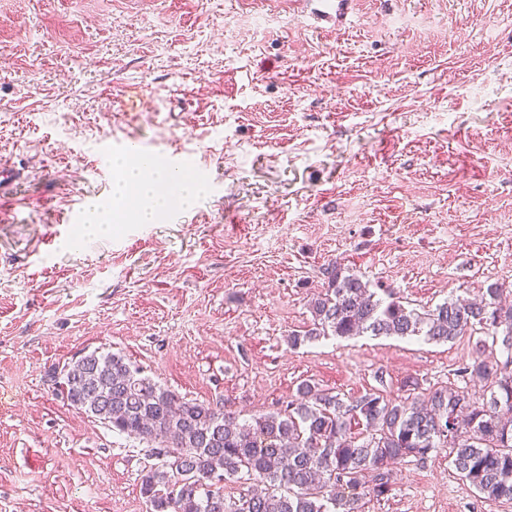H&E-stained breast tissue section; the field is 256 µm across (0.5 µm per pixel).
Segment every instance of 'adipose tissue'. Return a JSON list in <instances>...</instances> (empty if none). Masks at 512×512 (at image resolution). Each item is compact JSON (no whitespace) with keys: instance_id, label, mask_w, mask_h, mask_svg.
<instances>
[{"instance_id":"obj_1","label":"adipose tissue","mask_w":512,"mask_h":512,"mask_svg":"<svg viewBox=\"0 0 512 512\" xmlns=\"http://www.w3.org/2000/svg\"><path fill=\"white\" fill-rule=\"evenodd\" d=\"M122 175L112 188V195L117 202L123 203L131 198L139 199L138 215L141 223H154L159 214L172 207L184 206L193 197L195 188L192 183H185L177 198H169L162 187L168 179V169L153 166L142 169L141 165L122 163Z\"/></svg>"}]
</instances>
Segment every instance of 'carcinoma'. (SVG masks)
<instances>
[{
    "instance_id": "cac0c4a2",
    "label": "carcinoma",
    "mask_w": 512,
    "mask_h": 512,
    "mask_svg": "<svg viewBox=\"0 0 512 512\" xmlns=\"http://www.w3.org/2000/svg\"><path fill=\"white\" fill-rule=\"evenodd\" d=\"M310 304L320 336H422L452 342L484 336L505 359L480 353L457 372L462 385L424 397L385 399L374 392L343 399L304 382L285 409L239 421L209 404L162 388L116 353L93 351L64 366L56 395L119 434L151 445L142 492L153 512H365L387 496L393 467L422 462L441 448L460 480L480 497L512 502V290L493 283L478 302L447 300L419 311L385 296L332 263ZM485 382L482 397L466 383ZM227 482L249 484L239 497Z\"/></svg>"
}]
</instances>
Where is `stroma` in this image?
Wrapping results in <instances>:
<instances>
[{"mask_svg":"<svg viewBox=\"0 0 512 512\" xmlns=\"http://www.w3.org/2000/svg\"><path fill=\"white\" fill-rule=\"evenodd\" d=\"M145 104L128 110L124 92ZM203 188L112 214L126 148ZM0 512H153L147 444L75 410L55 370L95 349L239 419L301 383L342 398L456 383L479 335L328 336L329 262L417 307L512 288V0H0ZM365 512H512L445 452Z\"/></svg>","mask_w":512,"mask_h":512,"instance_id":"obj_1","label":"stroma"}]
</instances>
